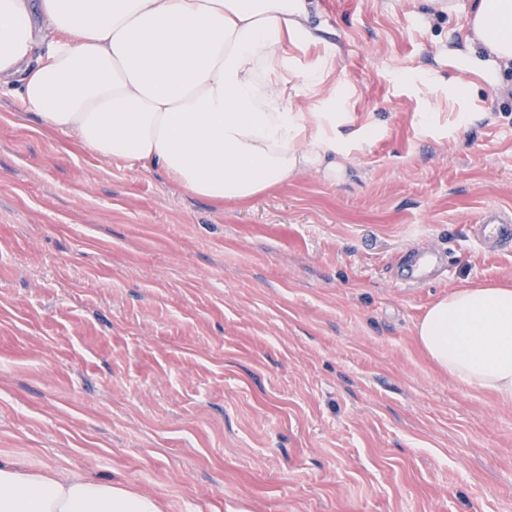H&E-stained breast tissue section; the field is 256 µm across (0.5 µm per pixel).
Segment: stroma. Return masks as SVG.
I'll use <instances>...</instances> for the list:
<instances>
[{
	"label": "stroma",
	"instance_id": "obj_1",
	"mask_svg": "<svg viewBox=\"0 0 512 512\" xmlns=\"http://www.w3.org/2000/svg\"><path fill=\"white\" fill-rule=\"evenodd\" d=\"M453 3L314 0L300 64L331 59L376 134L336 180L310 169L244 205L0 95L1 457L163 512H512V403L415 336L457 287L512 284V251L469 234L512 210V65L467 70L471 0ZM418 245L446 270L399 287Z\"/></svg>",
	"mask_w": 512,
	"mask_h": 512
}]
</instances>
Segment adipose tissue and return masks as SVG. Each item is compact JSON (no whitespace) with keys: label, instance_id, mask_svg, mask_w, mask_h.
Masks as SVG:
<instances>
[{"label":"adipose tissue","instance_id":"ef3b65f1","mask_svg":"<svg viewBox=\"0 0 512 512\" xmlns=\"http://www.w3.org/2000/svg\"><path fill=\"white\" fill-rule=\"evenodd\" d=\"M310 0H0V83L51 128L107 159L162 169L185 193L245 204L315 169L340 173L353 140L317 46ZM468 70L512 59V0H474ZM46 41L33 57L37 41ZM311 111L289 107L300 90ZM460 385L512 401V286L462 287L416 325ZM0 512H160L152 497L76 473L0 464Z\"/></svg>","mask_w":512,"mask_h":512}]
</instances>
